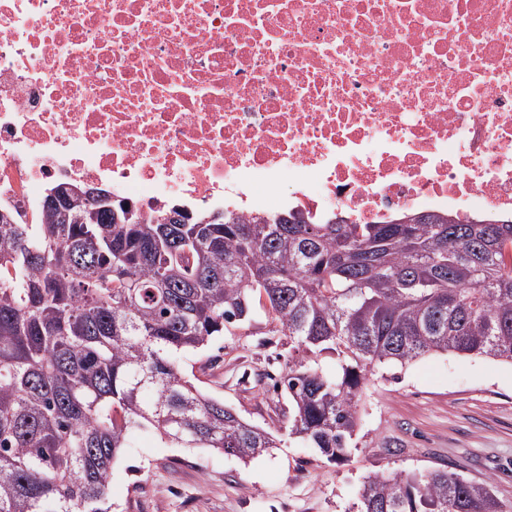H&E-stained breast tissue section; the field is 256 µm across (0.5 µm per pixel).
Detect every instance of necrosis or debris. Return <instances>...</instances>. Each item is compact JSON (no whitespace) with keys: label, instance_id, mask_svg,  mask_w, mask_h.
I'll use <instances>...</instances> for the list:
<instances>
[{"label":"necrosis or debris","instance_id":"1","mask_svg":"<svg viewBox=\"0 0 512 512\" xmlns=\"http://www.w3.org/2000/svg\"><path fill=\"white\" fill-rule=\"evenodd\" d=\"M512 219V0H0V209Z\"/></svg>","mask_w":512,"mask_h":512}]
</instances>
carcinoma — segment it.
<instances>
[{
    "label": "carcinoma",
    "instance_id": "carcinoma-1",
    "mask_svg": "<svg viewBox=\"0 0 512 512\" xmlns=\"http://www.w3.org/2000/svg\"><path fill=\"white\" fill-rule=\"evenodd\" d=\"M42 211L45 224L0 211V512H112V469L138 431L243 461L279 447L176 361L257 307L293 343L273 385L288 436L330 462L357 448L375 366L448 352L512 364V220ZM356 512L506 510L492 482L433 471L367 476Z\"/></svg>",
    "mask_w": 512,
    "mask_h": 512
}]
</instances>
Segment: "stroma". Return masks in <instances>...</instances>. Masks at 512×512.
Returning a JSON list of instances; mask_svg holds the SVG:
<instances>
[{"label":"stroma","instance_id":"obj_1","mask_svg":"<svg viewBox=\"0 0 512 512\" xmlns=\"http://www.w3.org/2000/svg\"><path fill=\"white\" fill-rule=\"evenodd\" d=\"M290 341L262 310L206 347L178 355L201 391L282 444L243 462L210 448H170L138 432L112 470L113 512H353L374 473L445 470L491 480L512 512V365L429 355L369 374L357 448L331 463L288 436V400L272 390Z\"/></svg>","mask_w":512,"mask_h":512}]
</instances>
